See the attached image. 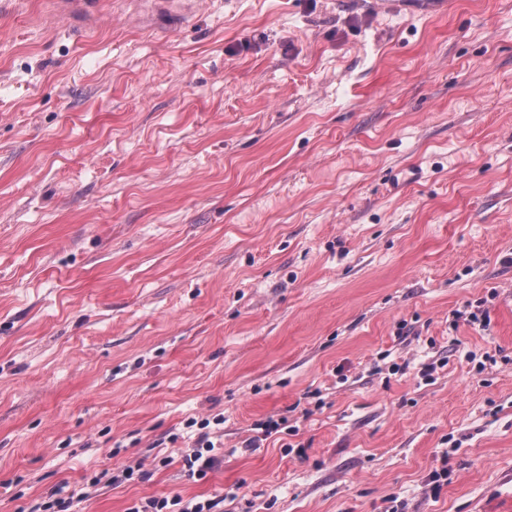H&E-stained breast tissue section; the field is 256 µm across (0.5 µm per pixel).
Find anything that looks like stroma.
I'll return each instance as SVG.
<instances>
[{
    "instance_id": "stroma-1",
    "label": "stroma",
    "mask_w": 512,
    "mask_h": 512,
    "mask_svg": "<svg viewBox=\"0 0 512 512\" xmlns=\"http://www.w3.org/2000/svg\"><path fill=\"white\" fill-rule=\"evenodd\" d=\"M62 10L0 0V512H512V0ZM136 4L145 5L144 11L149 14L155 24H163L165 20H181L195 12L199 1L195 0H141ZM211 425V421L209 419H202L200 422L192 418L187 422V428H193L198 426L197 438L194 441V446L190 454H187L184 461L185 466L188 467V470L192 472L193 475H197L199 477H205L207 472L211 470L218 459L211 452L216 448L214 442L211 440V432L209 429ZM207 430V431H204ZM196 468V470H194ZM181 503L182 499L179 496L151 498L144 502L141 501L139 504H134L128 508L127 512H212V509L217 505V503L210 500L196 501L194 503L189 501L179 510H168Z\"/></svg>"
}]
</instances>
